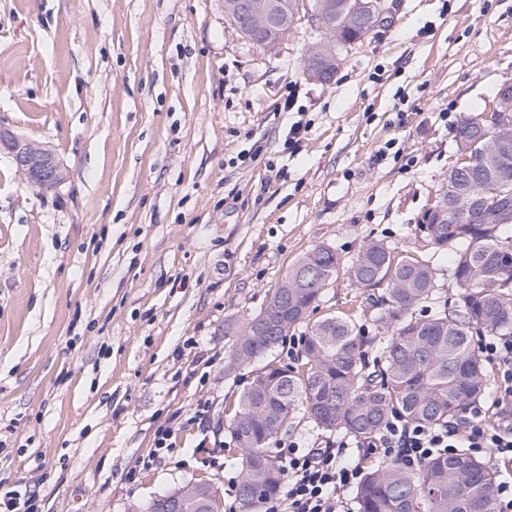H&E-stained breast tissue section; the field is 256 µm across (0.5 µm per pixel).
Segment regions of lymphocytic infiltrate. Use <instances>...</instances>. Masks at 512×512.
Returning a JSON list of instances; mask_svg holds the SVG:
<instances>
[{
    "label": "lymphocytic infiltrate",
    "instance_id": "obj_1",
    "mask_svg": "<svg viewBox=\"0 0 512 512\" xmlns=\"http://www.w3.org/2000/svg\"><path fill=\"white\" fill-rule=\"evenodd\" d=\"M479 350L500 376L495 405L503 407L512 399V336L483 337ZM461 452L489 453L511 467L512 421L489 424L482 409L476 408L462 427L423 426L395 412L375 435L362 441L342 437L306 451L289 444L284 455L286 478L265 512H350L347 495L362 480L367 464L391 461L414 470L433 457Z\"/></svg>",
    "mask_w": 512,
    "mask_h": 512
}]
</instances>
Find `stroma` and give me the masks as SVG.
Listing matches in <instances>:
<instances>
[{
  "instance_id": "obj_1",
  "label": "stroma",
  "mask_w": 512,
  "mask_h": 512,
  "mask_svg": "<svg viewBox=\"0 0 512 512\" xmlns=\"http://www.w3.org/2000/svg\"><path fill=\"white\" fill-rule=\"evenodd\" d=\"M393 2L325 84L304 20L268 50L224 0H0V129L65 169L42 189L0 150V499L145 512L204 479L239 512L228 421L251 369L225 373L224 323L315 247L431 259L456 307L417 226L458 125L512 82V0ZM381 293L339 274L310 318L374 335Z\"/></svg>"
}]
</instances>
